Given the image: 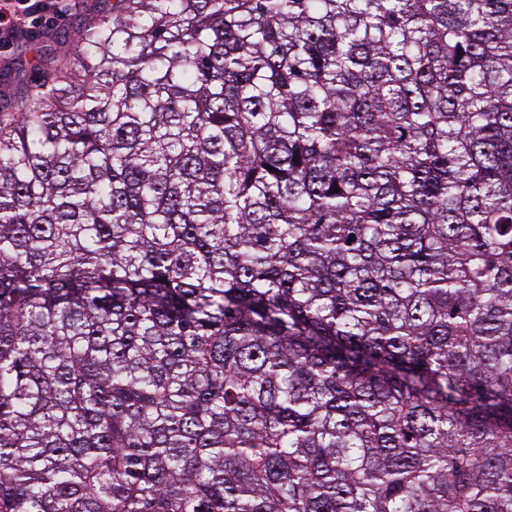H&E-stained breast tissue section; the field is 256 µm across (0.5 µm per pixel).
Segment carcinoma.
I'll use <instances>...</instances> for the list:
<instances>
[{"instance_id":"cac0c4a2","label":"carcinoma","mask_w":512,"mask_h":512,"mask_svg":"<svg viewBox=\"0 0 512 512\" xmlns=\"http://www.w3.org/2000/svg\"><path fill=\"white\" fill-rule=\"evenodd\" d=\"M44 62L0 512H512V0H116Z\"/></svg>"}]
</instances>
